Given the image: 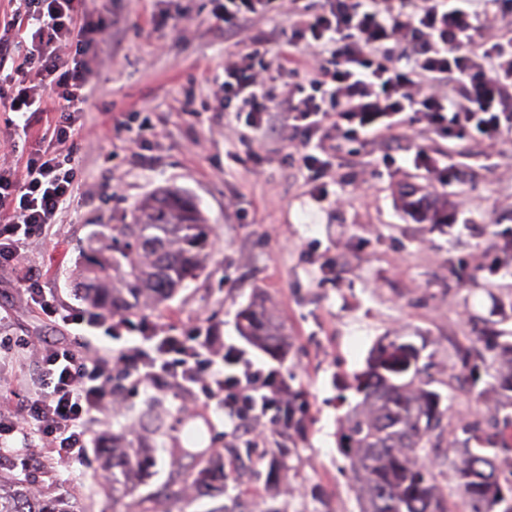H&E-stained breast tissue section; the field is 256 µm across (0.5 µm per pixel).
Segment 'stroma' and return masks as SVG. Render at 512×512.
Listing matches in <instances>:
<instances>
[{"instance_id": "35a3bbf8", "label": "stroma", "mask_w": 512, "mask_h": 512, "mask_svg": "<svg viewBox=\"0 0 512 512\" xmlns=\"http://www.w3.org/2000/svg\"><path fill=\"white\" fill-rule=\"evenodd\" d=\"M216 0H100L125 17L112 58L93 75L88 111L95 119L78 141L77 176L85 192L63 209L45 237L24 248L17 267L0 268V413H12L39 390L33 345H66L75 330L32 304L23 273L39 278L57 307L79 305L76 273L89 241L127 224L137 203L162 188L192 196L213 230L202 274L160 310L128 324L99 328L94 346L120 350L140 343L145 324L175 334L212 328L220 342L248 348L257 366L277 369L297 393L302 423L284 429L262 458L238 449L227 466V490L184 512H359L336 444L342 415L356 396L348 384L384 336L424 344L430 374L447 380L458 348L485 352L487 330L512 331V149L488 162L479 139L446 134L386 133L371 150L350 142L331 172L307 182L295 142L267 134L240 141L244 124L213 95L229 48L214 25ZM190 28L163 54L173 17ZM0 103V162L23 165L40 147L44 122L10 125ZM455 168L443 181L426 163ZM348 202L339 208L337 195ZM272 305L290 351L275 360L248 347L236 315L255 295ZM120 412L91 420L95 447L80 462L60 460L36 433L5 437L0 456L24 457L34 445L41 467L27 481L72 495L89 512H112L97 455L113 434L150 406L166 414L157 463L140 496L163 492L176 476L168 453L183 439L180 410L196 397L179 389L118 382ZM456 425L490 427L493 391L441 390Z\"/></svg>"}]
</instances>
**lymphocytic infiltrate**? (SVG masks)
Returning a JSON list of instances; mask_svg holds the SVG:
<instances>
[{"label":"lymphocytic infiltrate","instance_id":"f902f5d3","mask_svg":"<svg viewBox=\"0 0 512 512\" xmlns=\"http://www.w3.org/2000/svg\"><path fill=\"white\" fill-rule=\"evenodd\" d=\"M7 27L37 26L30 45L0 40V70L15 75L9 109L20 116L55 112L48 146L23 167L0 166V266L45 234L82 186L74 144L89 120L95 64L109 59L116 18L93 17L89 0H23ZM291 25L256 36V45L224 58L220 90L252 131L276 130L297 142V161L317 182L343 141L368 146L391 128H422L512 144V15L500 0H222L214 18L233 38L270 13ZM292 48L270 65L259 46ZM32 302L69 325L120 324L114 314L58 311L34 276ZM153 348L109 352L86 336L73 345L38 348L40 392L12 416L0 415V437L31 424L67 460L91 447L88 421L112 403V382L199 390L224 411L230 448H266V432L288 425V387L258 367L249 352L218 344L210 330L187 336L154 331Z\"/></svg>","mask_w":512,"mask_h":512}]
</instances>
